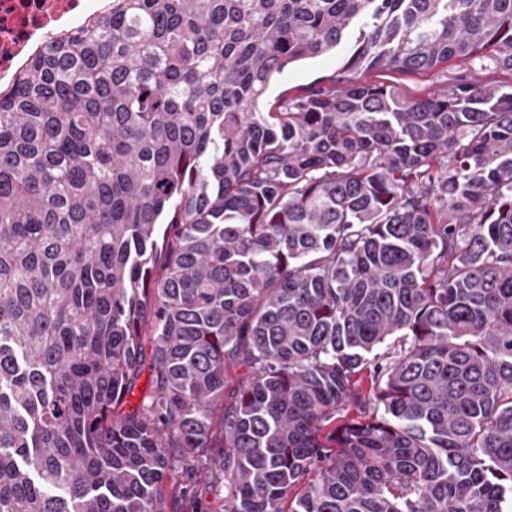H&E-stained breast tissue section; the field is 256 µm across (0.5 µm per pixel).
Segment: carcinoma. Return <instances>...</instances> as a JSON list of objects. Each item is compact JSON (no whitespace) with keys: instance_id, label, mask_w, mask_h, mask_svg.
I'll return each instance as SVG.
<instances>
[{"instance_id":"cac0c4a2","label":"carcinoma","mask_w":512,"mask_h":512,"mask_svg":"<svg viewBox=\"0 0 512 512\" xmlns=\"http://www.w3.org/2000/svg\"><path fill=\"white\" fill-rule=\"evenodd\" d=\"M483 53L512 0H106L42 44L0 87V512H168L178 464L222 512H512V91L352 76ZM358 30H353L349 37L336 49L315 59L296 63L287 67L283 73L275 76L267 88L263 106L288 95H299L313 84L324 85L327 80L337 76L340 68L352 52Z\"/></svg>"}]
</instances>
